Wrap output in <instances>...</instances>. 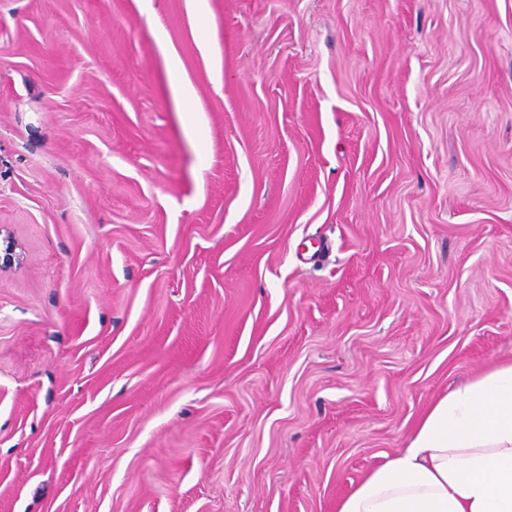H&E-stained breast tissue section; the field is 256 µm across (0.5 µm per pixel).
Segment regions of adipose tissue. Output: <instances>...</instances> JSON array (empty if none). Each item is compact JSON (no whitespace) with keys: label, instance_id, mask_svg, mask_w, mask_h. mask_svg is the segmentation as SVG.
Returning a JSON list of instances; mask_svg holds the SVG:
<instances>
[{"label":"adipose tissue","instance_id":"adipose-tissue-1","mask_svg":"<svg viewBox=\"0 0 512 512\" xmlns=\"http://www.w3.org/2000/svg\"><path fill=\"white\" fill-rule=\"evenodd\" d=\"M336 512H512V361L438 400Z\"/></svg>","mask_w":512,"mask_h":512}]
</instances>
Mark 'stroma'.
<instances>
[{
	"label": "stroma",
	"mask_w": 512,
	"mask_h": 512,
	"mask_svg": "<svg viewBox=\"0 0 512 512\" xmlns=\"http://www.w3.org/2000/svg\"><path fill=\"white\" fill-rule=\"evenodd\" d=\"M208 8L0 0V512H336L512 360V0ZM168 68L171 74L170 88L174 98L179 102L191 100L195 95V90L190 83L178 75L177 63L172 56L169 57ZM2 231L0 226V270L20 264L24 259L20 243L9 232L2 236Z\"/></svg>",
	"instance_id": "stroma-1"
}]
</instances>
